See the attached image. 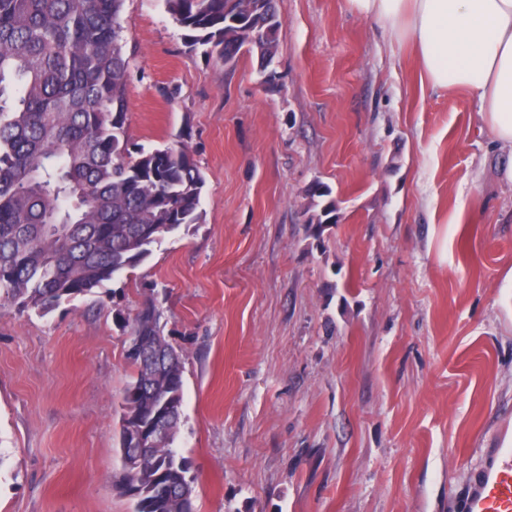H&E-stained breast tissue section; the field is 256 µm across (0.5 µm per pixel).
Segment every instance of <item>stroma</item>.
I'll use <instances>...</instances> for the list:
<instances>
[{
	"label": "stroma",
	"mask_w": 512,
	"mask_h": 512,
	"mask_svg": "<svg viewBox=\"0 0 512 512\" xmlns=\"http://www.w3.org/2000/svg\"><path fill=\"white\" fill-rule=\"evenodd\" d=\"M278 6L270 85L125 0L129 145L186 146L204 217L48 314L0 308V512H132L113 434L150 297L197 512H462L512 431V150L349 0ZM316 180L342 202L317 232Z\"/></svg>",
	"instance_id": "1"
}]
</instances>
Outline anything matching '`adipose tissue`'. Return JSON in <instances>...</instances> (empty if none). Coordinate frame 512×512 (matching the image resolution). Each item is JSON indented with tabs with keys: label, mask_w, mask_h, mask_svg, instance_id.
Here are the masks:
<instances>
[{
	"label": "adipose tissue",
	"mask_w": 512,
	"mask_h": 512,
	"mask_svg": "<svg viewBox=\"0 0 512 512\" xmlns=\"http://www.w3.org/2000/svg\"><path fill=\"white\" fill-rule=\"evenodd\" d=\"M409 40L420 81L467 92L496 141L512 149V0H351Z\"/></svg>",
	"instance_id": "1"
}]
</instances>
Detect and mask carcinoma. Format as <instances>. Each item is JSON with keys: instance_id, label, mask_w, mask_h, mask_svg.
<instances>
[{"instance_id": "cac0c4a2", "label": "carcinoma", "mask_w": 512, "mask_h": 512, "mask_svg": "<svg viewBox=\"0 0 512 512\" xmlns=\"http://www.w3.org/2000/svg\"><path fill=\"white\" fill-rule=\"evenodd\" d=\"M185 44L229 62L245 52L273 62L276 0H164ZM124 0H0V308L45 313L102 288L147 259L183 224L201 222L205 176L184 146L130 150L125 139L130 60ZM304 223L338 219L329 185L309 186ZM145 300L130 324L134 373L122 412L173 413L115 484L133 483V512H186L194 504L187 458L174 447L183 405V353Z\"/></svg>"}]
</instances>
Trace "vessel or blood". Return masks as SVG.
Returning <instances> with one entry per match:
<instances>
[{
  "instance_id": "vessel-or-blood-1",
  "label": "vessel or blood",
  "mask_w": 512,
  "mask_h": 512,
  "mask_svg": "<svg viewBox=\"0 0 512 512\" xmlns=\"http://www.w3.org/2000/svg\"><path fill=\"white\" fill-rule=\"evenodd\" d=\"M485 462L464 494L465 512H512V439L485 449Z\"/></svg>"
}]
</instances>
